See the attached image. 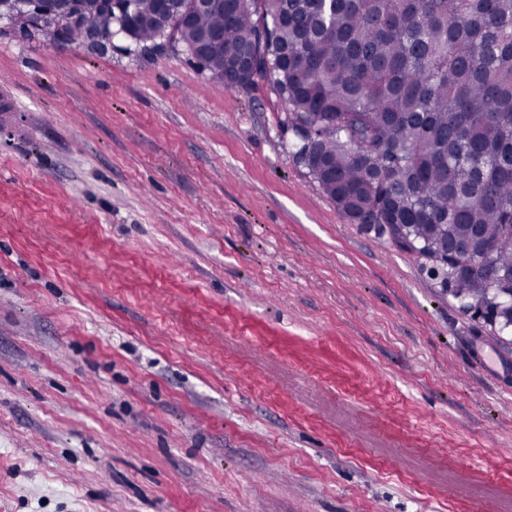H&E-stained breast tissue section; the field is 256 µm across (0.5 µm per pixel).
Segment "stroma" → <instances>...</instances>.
Wrapping results in <instances>:
<instances>
[{"mask_svg": "<svg viewBox=\"0 0 512 512\" xmlns=\"http://www.w3.org/2000/svg\"><path fill=\"white\" fill-rule=\"evenodd\" d=\"M285 113L0 17V512H512V342Z\"/></svg>", "mask_w": 512, "mask_h": 512, "instance_id": "obj_1", "label": "stroma"}]
</instances>
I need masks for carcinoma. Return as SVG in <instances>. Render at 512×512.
Instances as JSON below:
<instances>
[{"label":"carcinoma","instance_id":"cac0c4a2","mask_svg":"<svg viewBox=\"0 0 512 512\" xmlns=\"http://www.w3.org/2000/svg\"><path fill=\"white\" fill-rule=\"evenodd\" d=\"M157 0L103 18L106 40L163 34L139 24ZM177 40L224 39L249 56L242 85L271 77L296 155L343 210L397 248L453 258L465 313L512 330V0H220Z\"/></svg>","mask_w":512,"mask_h":512}]
</instances>
